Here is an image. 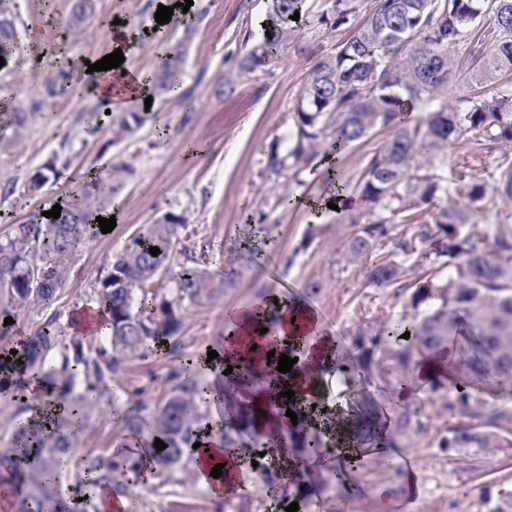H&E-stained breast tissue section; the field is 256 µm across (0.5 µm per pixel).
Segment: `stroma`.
Listing matches in <instances>:
<instances>
[{"label": "stroma", "instance_id": "obj_1", "mask_svg": "<svg viewBox=\"0 0 512 512\" xmlns=\"http://www.w3.org/2000/svg\"><path fill=\"white\" fill-rule=\"evenodd\" d=\"M159 0H96L95 15L80 39L67 37L70 0H15L17 44L6 83L23 82L16 106L29 110L21 129L0 124V185H14L0 194V236L34 211L82 204L87 175L106 170L115 153H122L135 174L116 196L118 221L110 233L88 238L71 264L66 287L50 309L34 308L13 326L28 334L56 315L69 329L72 314L97 307L96 281L105 275L113 255L120 253L160 215H182L189 237L204 245L211 269L237 271L238 286L223 303L183 311L180 360L165 351L127 361L112 384L113 405L84 420L81 444L58 474L56 490L77 489L86 453L109 455L127 444V433L114 414L133 403H155L181 381L184 363L196 360L224 343V310L257 302L258 291L290 296L311 279L323 292L315 297L349 344L348 330L358 323L378 327L399 322L404 298L369 287L367 267L344 265L340 254L349 231L353 208L330 209L331 191L326 169L295 166L279 183L265 169L270 150L287 153L294 132V112L303 86L320 53L331 52L348 33L312 21L328 7V0H306L309 11L301 20L294 43L282 62L263 73H247L239 62L252 40L261 34L267 0H211L206 16L175 11L169 23L155 21ZM121 20L127 32V58L136 70L149 72L178 42L186 44V63L179 95L156 100L152 117L130 139L112 141V117L85 90V76L77 59L97 60L112 50L107 26ZM46 40L40 61H32L33 34ZM70 75L71 92L47 96L45 85L59 70ZM242 85V93L218 94L225 78ZM438 173L447 193L436 208L464 206L466 186L474 181L496 185L512 167V144L494 143L466 134L439 156ZM49 180L38 193L27 186L39 170ZM270 224V232L259 229ZM365 387L325 386L322 401L346 413L390 406L397 398L374 367H365ZM384 445L397 459L411 460L414 475L389 477L376 449H364L348 465L360 491L350 512H488L487 503L512 484V455H490L469 467L455 452L419 441L405 447L395 429H388ZM128 487L130 512H215L216 502L196 477L193 465L179 469L168 484L134 474L122 476ZM245 496L233 499L227 512H283L286 502L298 512H336V479L323 470L319 498L269 495L263 479L252 478Z\"/></svg>", "mask_w": 512, "mask_h": 512}]
</instances>
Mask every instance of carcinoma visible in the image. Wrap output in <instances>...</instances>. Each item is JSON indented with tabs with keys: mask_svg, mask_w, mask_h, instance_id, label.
I'll use <instances>...</instances> for the list:
<instances>
[{
	"mask_svg": "<svg viewBox=\"0 0 512 512\" xmlns=\"http://www.w3.org/2000/svg\"><path fill=\"white\" fill-rule=\"evenodd\" d=\"M355 0H331L314 21L331 29L349 24ZM0 0V56L10 63L15 23L10 5ZM304 0H269L264 18L269 35L241 59L248 73L263 72L278 63L293 42L296 25L290 19L302 11ZM95 0H71L69 32L86 33L94 16ZM478 60L489 78L512 72V0H375L349 37L323 55L309 74L295 112L296 134L284 157L273 151L266 169L279 178L288 162L315 167L323 160V142L339 149L360 142L376 130L388 133L355 184L327 178L340 190L370 199L391 218L363 222L351 218L341 256L346 263L371 260L367 277L374 288H391L394 295L409 293L406 308L409 338L398 327L374 328L358 324L348 335L351 347L372 364L397 391L413 388L422 365L448 353L447 370L465 362L466 376L448 383L428 380L435 400L402 401L395 405L394 426L413 448L417 437L429 432L434 419H444L436 432L438 447L463 458L512 449V225L499 224L494 233L472 221V211L439 209L435 222L420 224V212L445 191L434 160L441 150L468 133L495 143H512V94L487 96L482 83L467 97L448 100L443 92L466 75ZM184 53L177 49L151 75L152 92L163 97L181 83ZM428 109L423 122L412 112ZM147 113L123 106L112 113L116 141L134 136ZM111 194L119 193L133 174L125 158L116 155L106 170ZM106 200L89 192L78 211L61 210L57 219L32 213L0 239V341H8L13 318L37 306L48 307L65 287L70 261L92 229L94 214ZM416 224L419 232L396 235L397 225ZM183 217L165 213L148 225L122 252L113 256L106 275L98 279L97 296L108 322L112 353L95 339L63 337L49 319L29 336L20 350L21 368L53 386L64 406L85 419L88 412L112 400V381L130 357L155 354L156 345L170 342L169 353H180L178 334L184 305H215L237 288L235 272L217 273L184 244ZM439 247L422 248L428 242ZM157 247L153 256L149 247ZM442 264L448 280L438 288L411 289L416 270ZM86 390L73 392L77 373ZM498 382L496 399L486 400L481 380ZM204 390L191 372L168 396L152 405L138 401L120 419L132 434L149 431L167 447L156 457V476L166 477L182 466L194 441L193 422L204 417ZM224 447L257 445L261 436L222 433ZM323 439L299 422L288 426V447L313 452ZM79 447L70 416H59L50 430L38 426L16 433L13 446L0 448V485L21 494V512H46L54 500L47 475L60 457ZM84 471L96 482L126 494L117 476L135 471L127 455H86Z\"/></svg>",
	"mask_w": 512,
	"mask_h": 512,
	"instance_id": "cac0c4a2",
	"label": "carcinoma"
}]
</instances>
